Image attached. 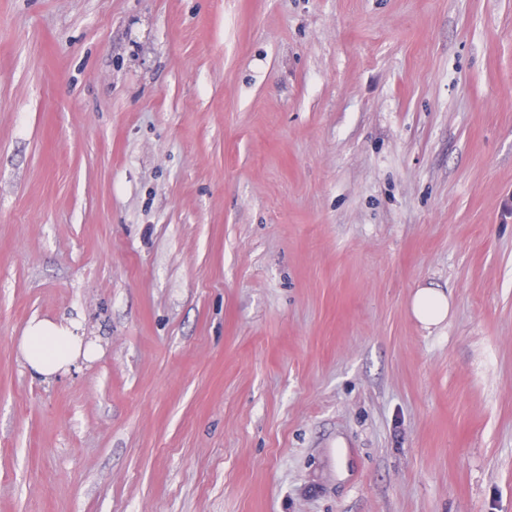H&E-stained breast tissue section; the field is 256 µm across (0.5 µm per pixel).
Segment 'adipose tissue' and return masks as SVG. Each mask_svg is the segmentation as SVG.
Wrapping results in <instances>:
<instances>
[{"mask_svg": "<svg viewBox=\"0 0 512 512\" xmlns=\"http://www.w3.org/2000/svg\"><path fill=\"white\" fill-rule=\"evenodd\" d=\"M410 311L424 327L430 328L447 319L450 301L444 292L424 287L414 293ZM19 350L30 375L46 380L67 371L79 360L92 359L96 354L95 344L84 340L78 323L38 315L26 325Z\"/></svg>", "mask_w": 512, "mask_h": 512, "instance_id": "1", "label": "adipose tissue"}]
</instances>
